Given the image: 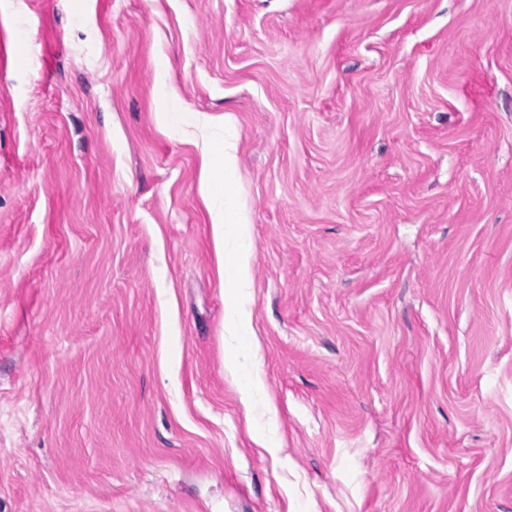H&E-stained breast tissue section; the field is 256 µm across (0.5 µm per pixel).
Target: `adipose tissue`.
<instances>
[{
  "instance_id": "obj_1",
  "label": "adipose tissue",
  "mask_w": 512,
  "mask_h": 512,
  "mask_svg": "<svg viewBox=\"0 0 512 512\" xmlns=\"http://www.w3.org/2000/svg\"><path fill=\"white\" fill-rule=\"evenodd\" d=\"M201 182L212 216V237L219 277H230V333H251L245 302L252 286L250 218L237 203L240 175L237 168L236 136L225 129L203 154Z\"/></svg>"
}]
</instances>
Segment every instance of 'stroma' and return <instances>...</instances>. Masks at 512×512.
Wrapping results in <instances>:
<instances>
[{
    "mask_svg": "<svg viewBox=\"0 0 512 512\" xmlns=\"http://www.w3.org/2000/svg\"><path fill=\"white\" fill-rule=\"evenodd\" d=\"M0 512H512V0H0ZM236 136L224 126V140H213L203 153L201 182L212 216V237L221 280L234 268L229 284L230 336H252L245 302L252 288L250 218L237 203L240 175L237 168Z\"/></svg>",
    "mask_w": 512,
    "mask_h": 512,
    "instance_id": "stroma-1",
    "label": "stroma"
}]
</instances>
